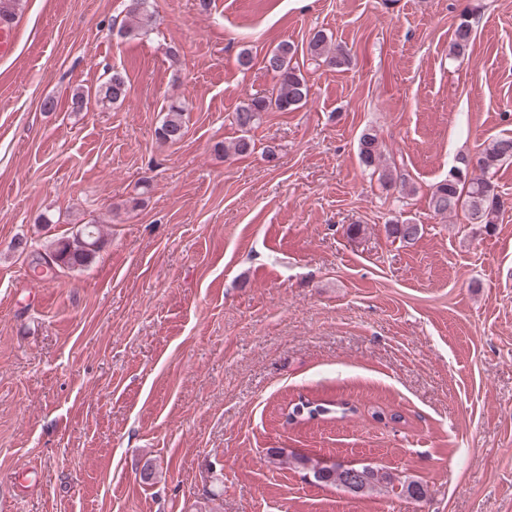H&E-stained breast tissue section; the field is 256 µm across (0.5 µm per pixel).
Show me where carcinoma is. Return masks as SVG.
<instances>
[{"mask_svg": "<svg viewBox=\"0 0 512 512\" xmlns=\"http://www.w3.org/2000/svg\"><path fill=\"white\" fill-rule=\"evenodd\" d=\"M153 11L151 0H140L138 6H126L124 22L118 30L122 38H136L151 29ZM472 42V26L468 14H463L457 25L450 45V53L456 57L465 55ZM297 52L295 45L287 40L277 44L264 56L265 68L276 79L275 88L269 96H253L240 104L233 116L234 123L243 135L224 148V156L245 155L255 148L250 132L259 127L265 112H292L307 103L310 86L300 67L293 62ZM310 59L331 67L343 68L351 63L350 55L339 44L332 43L323 32L318 31L308 43ZM128 94V84L124 76L113 73L96 90V96L112 104L123 102ZM184 106L173 102L169 105L161 125L156 130L158 138L170 144L180 142L185 135L183 120ZM360 163L378 174V181L384 188H394L402 194L413 192V187L404 174L383 164V150L377 134L364 132L358 140ZM479 165L472 170H463V175L450 174L437 182L429 196V207L437 215L450 216L464 212L470 224L493 226L502 213L503 201L496 186L487 180L489 174L498 167L512 163V136H502L492 140L478 154ZM389 234L409 243L421 233L418 224L408 220H395L388 227ZM101 241L99 227L85 224L73 238L56 243L48 253H41L32 263V269L44 264L58 268L72 269L85 267L99 249ZM353 408L343 402H319L301 399L288 413V422L300 423L319 417L335 414L346 415ZM268 460L275 465H289L311 476L314 482L334 485L356 495L370 494L378 489L399 491L414 500L426 498V490L416 481L402 480L369 464L350 466L343 461L326 463L309 455L288 454L281 448L268 450Z\"/></svg>", "mask_w": 512, "mask_h": 512, "instance_id": "1", "label": "carcinoma"}]
</instances>
